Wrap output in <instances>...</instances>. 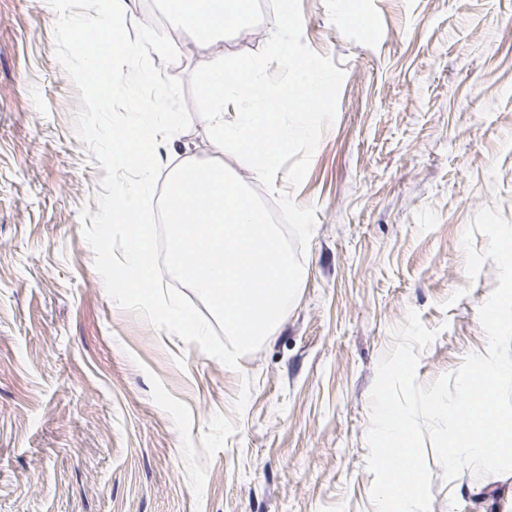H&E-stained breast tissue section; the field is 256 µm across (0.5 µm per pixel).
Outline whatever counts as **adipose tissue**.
<instances>
[{
    "label": "adipose tissue",
    "mask_w": 512,
    "mask_h": 512,
    "mask_svg": "<svg viewBox=\"0 0 512 512\" xmlns=\"http://www.w3.org/2000/svg\"><path fill=\"white\" fill-rule=\"evenodd\" d=\"M166 7L199 42L211 44L244 21L251 0H166Z\"/></svg>",
    "instance_id": "obj_1"
}]
</instances>
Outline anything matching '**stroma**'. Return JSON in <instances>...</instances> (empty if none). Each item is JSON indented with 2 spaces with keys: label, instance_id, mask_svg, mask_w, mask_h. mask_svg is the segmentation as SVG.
I'll return each mask as SVG.
<instances>
[{
  "label": "stroma",
  "instance_id": "stroma-1",
  "mask_svg": "<svg viewBox=\"0 0 512 512\" xmlns=\"http://www.w3.org/2000/svg\"><path fill=\"white\" fill-rule=\"evenodd\" d=\"M179 30L189 80L260 51L274 28L219 46L178 28L164 0H132ZM303 40L345 77L293 201L317 224L296 300L232 370L118 307L82 235L105 172L77 138L79 92L55 55L47 0H0V512H375L369 393L394 327L416 310L437 337L426 386L484 353L462 235L498 207L512 223V0H301ZM163 173L218 160L200 117L157 148ZM251 381L235 415L242 378ZM431 512H503L512 476L445 480Z\"/></svg>",
  "mask_w": 512,
  "mask_h": 512
}]
</instances>
